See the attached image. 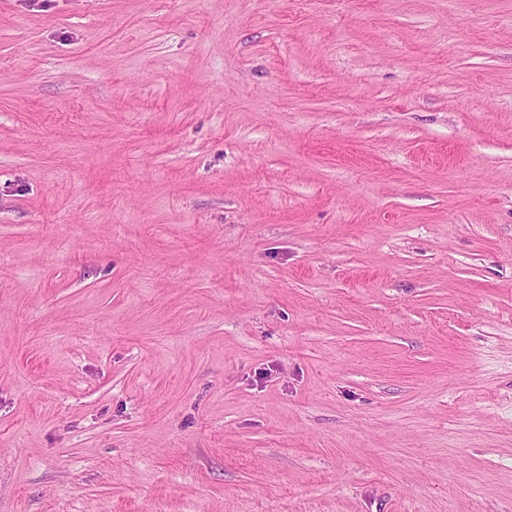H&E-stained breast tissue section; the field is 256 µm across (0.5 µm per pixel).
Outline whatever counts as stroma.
<instances>
[{
	"label": "stroma",
	"mask_w": 512,
	"mask_h": 512,
	"mask_svg": "<svg viewBox=\"0 0 512 512\" xmlns=\"http://www.w3.org/2000/svg\"><path fill=\"white\" fill-rule=\"evenodd\" d=\"M0 512H512V0H0Z\"/></svg>",
	"instance_id": "1"
}]
</instances>
